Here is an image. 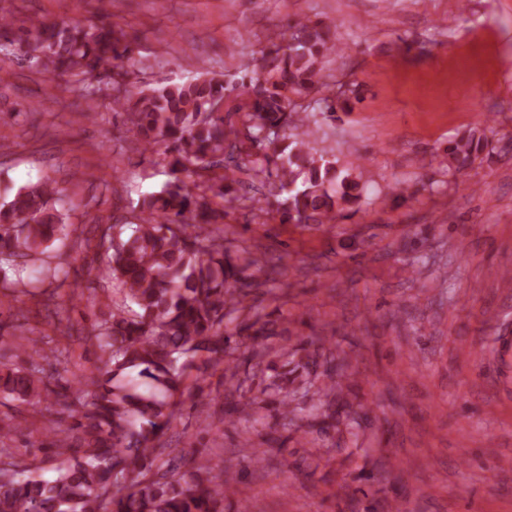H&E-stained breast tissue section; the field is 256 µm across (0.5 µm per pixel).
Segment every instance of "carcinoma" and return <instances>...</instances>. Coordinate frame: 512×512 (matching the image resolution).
<instances>
[{"mask_svg": "<svg viewBox=\"0 0 512 512\" xmlns=\"http://www.w3.org/2000/svg\"><path fill=\"white\" fill-rule=\"evenodd\" d=\"M10 36L0 50L81 85L82 116H95L102 88L93 80L116 67L135 69V47L121 27L45 24L0 17ZM336 52L330 27L294 21L274 32L261 51L262 76L227 83L202 67L186 83L125 91L112 99L126 115L128 132L143 149L164 156L173 179L138 203L134 220L107 225L94 245L95 278L122 295L105 303L92 294L91 329L79 332L96 348L92 368L75 364L80 387L52 384L57 366L70 364L67 347L50 346V335L11 336L12 357L0 360V443L31 417L50 394L70 400L67 417L51 421L47 448L61 458L49 478L9 456L1 462L0 512H224L227 483H239L221 461L203 457L192 466L172 457L161 464V437L171 423L176 398L186 391L185 370L199 353L197 370L224 364V381L240 389L239 367L249 364L271 336H286L253 311L255 286L283 274V257L241 253L224 247L227 183L239 182L247 166L279 179L275 201L257 199L258 211L285 224H330L358 206L363 187L351 169L314 147L334 103L317 112L296 110L293 97L315 86L320 59ZM231 101L227 113L215 106ZM488 147L476 130L448 145V172L461 174ZM56 182L41 177L0 202V288L9 272L32 265L50 280L45 310L59 309L77 283L53 262L55 243L68 238ZM246 335L250 343L232 341ZM326 378L317 387L320 416L331 418L343 400L350 364L325 353Z\"/></svg>", "mask_w": 512, "mask_h": 512, "instance_id": "obj_1", "label": "carcinoma"}]
</instances>
